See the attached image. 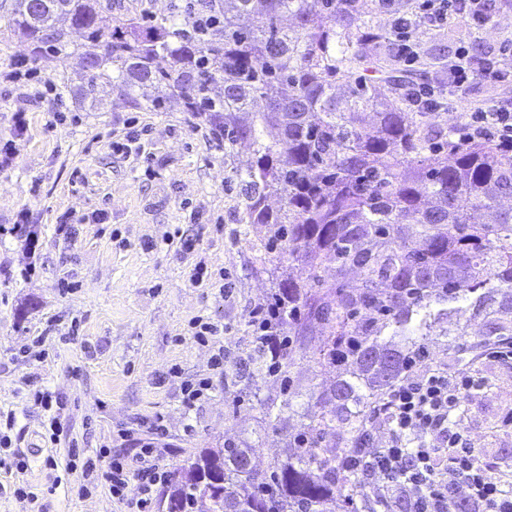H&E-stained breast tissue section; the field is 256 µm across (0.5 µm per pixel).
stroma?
Returning a JSON list of instances; mask_svg holds the SVG:
<instances>
[{
  "label": "stroma",
  "instance_id": "obj_1",
  "mask_svg": "<svg viewBox=\"0 0 512 512\" xmlns=\"http://www.w3.org/2000/svg\"><path fill=\"white\" fill-rule=\"evenodd\" d=\"M14 0H0V68L28 58L39 83L51 84L43 98L0 83V145L13 141L16 154L0 169V225L15 223L28 210L42 228L41 259L34 277L20 275L25 260L16 239H0V413H13L10 451L24 469L0 472V512H124L107 486L87 487L72 457L96 456L100 449L133 453L134 442L118 431L134 421L164 415L167 441L189 456L225 440L248 443L255 463L266 467L284 458L299 414L282 415L279 431L267 428L263 401L281 387L256 358L249 313L267 297L271 283L255 269L251 242L259 225L240 223L242 195L227 177L251 151L224 153L206 121L185 112L179 99L166 111L112 91L101 108L74 95L84 69L79 55H33L31 43L9 27ZM418 70L434 79L448 56L512 40V9L498 12L483 28L461 18L439 31L420 35ZM62 96H55V89ZM66 108L72 123L53 126V114ZM24 112L28 129L16 134L13 115ZM146 125L144 154L113 152V137L128 118ZM154 163H147L146 154ZM67 224L70 235L56 233ZM178 231L196 242L193 251L166 244ZM224 272L231 297L189 282L196 265ZM72 293L60 291L61 281ZM207 315L228 324L218 336L226 353L224 371L212 373L211 350L196 342L190 321ZM46 335L45 343L35 338ZM290 377L294 403L307 402L333 379L311 349L292 343ZM429 360L457 367L459 360L482 378L485 387L466 400L461 427L473 447L490 460L512 465V430L502 419L512 410V362L472 359L449 349L446 339L428 346ZM210 378L211 395L196 410L185 411L181 384ZM61 401L64 432L58 444L45 436L49 412L35 405V392ZM192 433H185V424ZM35 492L16 497L15 489Z\"/></svg>",
  "mask_w": 512,
  "mask_h": 512
}]
</instances>
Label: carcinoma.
Returning a JSON list of instances; mask_svg holds the SVG:
<instances>
[{
  "label": "carcinoma",
  "instance_id": "carcinoma-1",
  "mask_svg": "<svg viewBox=\"0 0 512 512\" xmlns=\"http://www.w3.org/2000/svg\"><path fill=\"white\" fill-rule=\"evenodd\" d=\"M378 0H196L159 21L112 19L102 0H16L8 25L34 54L78 52L76 90L101 105L118 89L154 111L177 96L224 140L252 149L232 169L244 224L278 309L270 329L313 346L336 382L307 407L292 453L265 470L232 441L188 456L167 491L170 512L203 498L212 512H403L404 503L341 463L368 438L388 390L421 345L440 336L512 343V157L491 139L453 140L439 112L391 105L355 76L384 39ZM77 31L83 42L74 44ZM466 302L485 330L453 323ZM291 399L265 403L268 424Z\"/></svg>",
  "mask_w": 512,
  "mask_h": 512
}]
</instances>
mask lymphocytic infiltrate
Segmentation results:
<instances>
[{"label":"lymphocytic infiltrate","mask_w":512,"mask_h":512,"mask_svg":"<svg viewBox=\"0 0 512 512\" xmlns=\"http://www.w3.org/2000/svg\"><path fill=\"white\" fill-rule=\"evenodd\" d=\"M395 0H379L381 12L392 22L384 41L399 63L411 66L421 59V30L443 27L456 15L474 26L487 24L497 10L512 6V0H414L409 11L394 10ZM447 81L403 87L402 96L415 112H444L454 98L470 102V111L455 133L459 140L492 139L512 148V103L474 100L470 92L476 81L512 83V43L483 50L474 57L470 50L456 51L448 58ZM427 350L412 356L401 379L387 394L384 445L370 449L366 465L389 497L404 500L408 512H456L465 501L468 512H512V493L477 448L460 429V411L467 397L481 387L467 369L432 366ZM144 426L153 437L134 455H112L99 470L98 459L86 460V475H100L113 499L127 512H146L157 490L171 476L173 448L157 446L166 437L164 416L157 415Z\"/></svg>","instance_id":"obj_1"}]
</instances>
